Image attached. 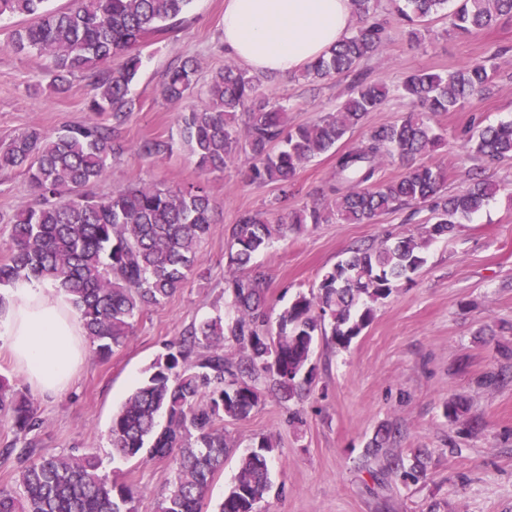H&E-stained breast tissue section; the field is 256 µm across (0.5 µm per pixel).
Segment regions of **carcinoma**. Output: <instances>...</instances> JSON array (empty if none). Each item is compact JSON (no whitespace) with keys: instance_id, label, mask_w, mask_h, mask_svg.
<instances>
[{"instance_id":"carcinoma-1","label":"carcinoma","mask_w":512,"mask_h":512,"mask_svg":"<svg viewBox=\"0 0 512 512\" xmlns=\"http://www.w3.org/2000/svg\"><path fill=\"white\" fill-rule=\"evenodd\" d=\"M49 0H0V18L20 16L27 24L12 31L8 48L50 60L48 87L66 90V77L79 74L94 95L88 110L112 114V125L89 121L65 125L51 137L31 129L0 150L1 169L25 172L37 193L34 204L16 211L9 224L6 255L0 258V309L6 290L23 281H46L65 295L78 315L92 351L107 357L134 333L136 319L182 288L197 270L201 243L212 219L207 175L222 171L241 154L250 160L249 177L276 183L282 193L298 170L335 151V198L293 210L272 224L262 212H244L230 231V273L224 299L233 317H211L192 325L150 367L112 419V450L124 458L143 454L175 462L155 512H203L214 475L235 441L224 422L250 417L271 394L299 402L310 392L317 340L346 350L374 319L375 308L393 285L409 278L425 261L424 250L455 233L501 186L473 173L468 187L449 195L441 164L419 165L400 178L384 180L381 169L392 158L412 160L445 144L431 123L442 112H456L474 95L493 93L495 70L476 62L442 76L410 73L405 94L421 110L400 122L374 127L361 144L338 149L346 136L388 97L386 86L358 84L335 112L316 121L288 126L287 110L261 91V78L230 61L204 87L198 66L186 59L169 68L163 96L184 101L197 94L201 108L183 117L182 140L204 178L183 187L143 185L97 197L86 192L105 173L108 161L124 151L121 131L139 109L129 95L142 64L140 47L150 36L174 32L192 0H70L49 9ZM397 20L418 39L417 26L438 13L447 0H390ZM356 30L319 58L302 76L322 81L351 71L378 53L386 41L377 0H351ZM512 18V0H458L452 29L468 36ZM122 58L116 66L108 65ZM476 159L512 158V121L486 126L464 138ZM168 142L147 139L138 151L154 158ZM431 203V222L416 234L386 237L376 246H356L348 259L325 270L317 289L298 293L276 318L267 308V275L254 259L290 231L334 220L370 224L405 206ZM467 401L450 398L444 416L456 424ZM0 418L16 434L39 429L33 404L17 384L0 376ZM400 435L393 422L381 423L364 450L372 478L416 484L428 476L432 452L414 448L402 457L391 445ZM277 443L262 435L238 460L237 474L224 490L218 512H258L273 489L270 464ZM15 456L19 489L0 488V512H137L138 492L101 472L97 456L58 455L27 442Z\"/></svg>"}]
</instances>
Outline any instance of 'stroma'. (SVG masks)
Masks as SVG:
<instances>
[{
	"label": "stroma",
	"mask_w": 512,
	"mask_h": 512,
	"mask_svg": "<svg viewBox=\"0 0 512 512\" xmlns=\"http://www.w3.org/2000/svg\"><path fill=\"white\" fill-rule=\"evenodd\" d=\"M379 4L387 35L382 51L352 72L323 82L304 80L296 72L268 74V97L284 105L290 125L297 126L335 111L357 80L386 85L390 93L385 104L369 114L365 128L347 136L352 145L362 140L366 127L395 122L412 110V103L397 92L407 73L425 69L444 74L491 61L496 69L494 94L434 116L447 143L414 163H443L450 192L462 189L465 172L476 166L502 189L460 224L453 237L430 244L424 265L378 305L372 323L348 349L316 344V378L300 406L303 426H291L287 404L269 397L248 419L225 422L224 430L241 447L263 435L278 445L272 479L283 493L267 498L261 512H428L432 507L437 512H512V384L488 388L482 383L487 375L512 367V360L501 354L502 348H512V159L477 163L460 141L464 130L512 120V18L458 37L449 34V19L441 11L429 18L415 42L391 14L389 0ZM22 23L19 17L0 20V148L30 128L53 135L64 125L95 118L87 110L92 90L81 76L71 77L64 93L34 91L49 60L8 49L10 34ZM142 53V67L130 89L140 109L122 130L124 152L92 186L93 195L199 180L180 138L190 103L167 101L162 84L166 71L187 58L197 61L203 84L223 69L229 58L224 0H193L177 32L148 38ZM149 138L171 142V153L141 156L137 146ZM247 167L241 155L224 172L209 177L214 222L198 257L199 275L146 310L129 342L108 359L86 352L65 390L45 395L35 391L0 344V375L17 381L42 421L35 433L39 448L97 455L112 480L138 491V512H155L174 464L113 454V414L165 345L191 324L224 311L229 229L238 215L258 211L274 222L289 210L329 198L331 154L302 167L286 195L276 184L246 179ZM34 200L24 172L0 170V242L8 237L4 217ZM430 216L428 207L418 205L381 215L370 224H321L276 241L255 259L268 275L269 307L281 311L296 293L309 292L325 269L346 258L349 248L379 244L389 233L417 232ZM455 395L469 400V415L481 422V432L469 434L464 425L448 423L443 404ZM384 421L401 429L398 450L432 449L426 482L404 485L389 478L380 485L364 470L363 450Z\"/></svg>",
	"instance_id": "obj_1"
}]
</instances>
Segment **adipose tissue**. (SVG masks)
Returning <instances> with one entry per match:
<instances>
[{"label": "adipose tissue", "mask_w": 512, "mask_h": 512, "mask_svg": "<svg viewBox=\"0 0 512 512\" xmlns=\"http://www.w3.org/2000/svg\"><path fill=\"white\" fill-rule=\"evenodd\" d=\"M357 22L350 0H224V43L251 69L290 74L341 42ZM0 340L32 386L63 390L85 348L62 296L20 283L0 313Z\"/></svg>", "instance_id": "adipose-tissue-1"}]
</instances>
